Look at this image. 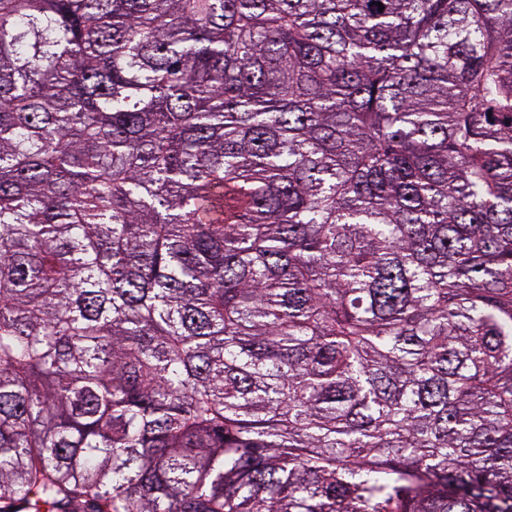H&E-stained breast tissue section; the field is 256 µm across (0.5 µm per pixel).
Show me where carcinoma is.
Here are the masks:
<instances>
[{
    "mask_svg": "<svg viewBox=\"0 0 512 512\" xmlns=\"http://www.w3.org/2000/svg\"><path fill=\"white\" fill-rule=\"evenodd\" d=\"M0 512H512V0H0Z\"/></svg>",
    "mask_w": 512,
    "mask_h": 512,
    "instance_id": "1",
    "label": "carcinoma"
}]
</instances>
